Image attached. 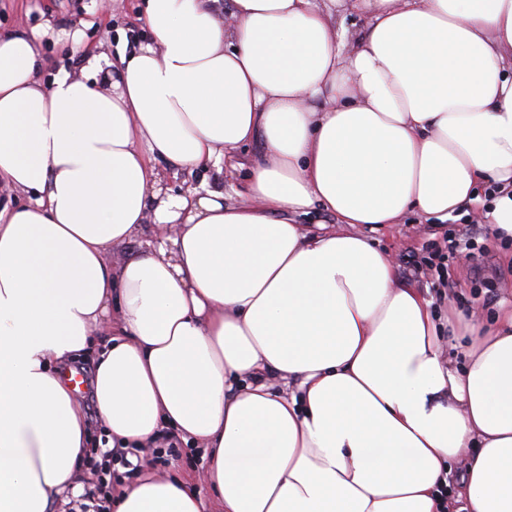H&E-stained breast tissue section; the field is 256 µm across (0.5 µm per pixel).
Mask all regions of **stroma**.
Returning a JSON list of instances; mask_svg holds the SVG:
<instances>
[{"label": "stroma", "mask_w": 512, "mask_h": 512, "mask_svg": "<svg viewBox=\"0 0 512 512\" xmlns=\"http://www.w3.org/2000/svg\"><path fill=\"white\" fill-rule=\"evenodd\" d=\"M110 12H102L97 0H0V33H28L51 26L57 33L82 30L83 42L96 53H103L101 68L91 81L104 89L112 87L113 65L121 54L133 53L150 41L142 21L144 0H112ZM262 151L260 140L240 146L235 156L242 167L225 178L216 169L192 173L167 169L164 161L155 167L162 187L172 194L193 189H222L226 201H238L247 175L246 166ZM455 233L456 249L465 251L470 238L482 239L486 250L479 267L457 257L446 259L444 276L414 274V262L423 260L433 244L444 243L447 233ZM370 237L383 250L390 251L397 262L401 280L421 288L434 309H443L445 301L464 315H475L492 322L501 303L512 302V245L486 236L484 228L474 227L472 236L460 234L458 225L417 212L407 213L403 224L370 230Z\"/></svg>", "instance_id": "35a3bbf8"}]
</instances>
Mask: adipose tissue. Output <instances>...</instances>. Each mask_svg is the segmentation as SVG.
<instances>
[{
	"instance_id": "ef3b65f1",
	"label": "adipose tissue",
	"mask_w": 512,
	"mask_h": 512,
	"mask_svg": "<svg viewBox=\"0 0 512 512\" xmlns=\"http://www.w3.org/2000/svg\"><path fill=\"white\" fill-rule=\"evenodd\" d=\"M146 0L152 43L111 91L41 78L51 27L0 37V512H54L97 447L62 368L91 379L109 448L198 446L221 512H512V305L433 313L362 227L485 206L512 238V0H349L346 45L315 0ZM246 203L173 195L151 156L234 173ZM340 229L295 217L313 205ZM179 227L118 268L146 220ZM469 338L441 360L442 327ZM472 449L452 502L451 461ZM115 512H204L148 473ZM317 3L323 8L331 9V20L339 31H344L350 42L360 38L367 27V17L359 12L351 10L347 3L333 9L328 0H320ZM103 339H104V337H102V336L95 338L96 345H95V349H94L92 358L96 359L99 349H101L103 347V344H104ZM92 358L78 360V361L74 362L73 364H71L69 366V368L74 372H76V371L81 372V374L84 378V383L82 386H81L82 379L78 375H74V378L71 379L70 381L75 386H76L77 382H79V387L81 386V390L78 394L75 393V396H76L77 400L82 404L83 408H85L84 410L86 411V408H87L89 410V412H92L91 415H94L93 407L91 404L90 392L88 389V381L92 377L94 363H95V361Z\"/></svg>"
}]
</instances>
